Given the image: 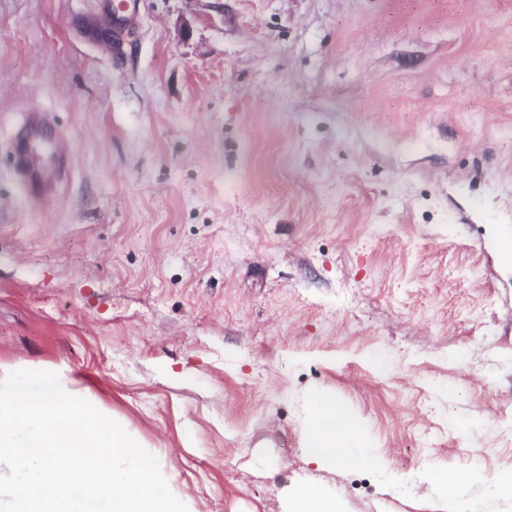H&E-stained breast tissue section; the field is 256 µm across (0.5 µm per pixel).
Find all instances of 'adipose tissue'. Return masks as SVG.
<instances>
[{
	"mask_svg": "<svg viewBox=\"0 0 512 512\" xmlns=\"http://www.w3.org/2000/svg\"><path fill=\"white\" fill-rule=\"evenodd\" d=\"M303 453L309 462L322 468L345 465L351 468L383 470L382 460L367 451L352 452L350 445L362 433L361 423L325 393L305 397Z\"/></svg>",
	"mask_w": 512,
	"mask_h": 512,
	"instance_id": "ef3b65f1",
	"label": "adipose tissue"
}]
</instances>
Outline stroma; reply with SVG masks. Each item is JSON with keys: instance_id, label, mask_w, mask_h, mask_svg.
<instances>
[{"instance_id": "stroma-1", "label": "stroma", "mask_w": 512, "mask_h": 512, "mask_svg": "<svg viewBox=\"0 0 512 512\" xmlns=\"http://www.w3.org/2000/svg\"><path fill=\"white\" fill-rule=\"evenodd\" d=\"M117 1L0 0V364L77 374L198 512H454L439 472L512 512V0ZM32 105L73 141L39 196ZM315 391L401 486L307 462ZM52 129L51 123L44 112L31 108L27 111L22 125L18 128L13 143L16 150L15 175L23 187L43 184L46 179L44 169L34 165V153L32 143L34 141L47 142L51 150V157L55 154L58 160L64 158L71 150V143L63 137L54 138L48 133ZM34 132L29 150L23 145V135ZM285 512H339L336 498L320 487L300 483L285 497Z\"/></svg>"}]
</instances>
